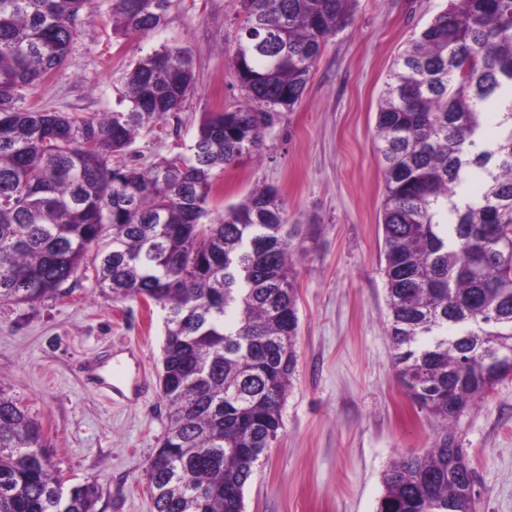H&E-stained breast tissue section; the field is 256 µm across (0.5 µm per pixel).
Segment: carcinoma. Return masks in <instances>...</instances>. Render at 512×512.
Listing matches in <instances>:
<instances>
[{"label":"carcinoma","mask_w":512,"mask_h":512,"mask_svg":"<svg viewBox=\"0 0 512 512\" xmlns=\"http://www.w3.org/2000/svg\"><path fill=\"white\" fill-rule=\"evenodd\" d=\"M355 0H240L232 62L246 102L209 112L192 155L112 164L142 116L195 90L178 46L141 57L128 113L76 120L25 104L62 65L92 0H0V304L49 298L78 273L100 295L164 312L167 429L146 475L155 512H243L244 487L278 436L296 363L293 241L272 186L212 218L224 169L257 152L272 114L300 102ZM171 0H112L113 32L161 29ZM498 117L489 138L485 119ZM387 333L402 386L443 432L382 475L377 512H475L474 473L448 424L504 375L479 357L512 349V0H448L395 59L375 125ZM479 188L471 190V181ZM41 426L0 389V512H95L69 488Z\"/></svg>","instance_id":"carcinoma-1"}]
</instances>
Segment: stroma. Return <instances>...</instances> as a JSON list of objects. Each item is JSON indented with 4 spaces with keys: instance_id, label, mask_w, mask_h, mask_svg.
I'll return each instance as SVG.
<instances>
[{
    "instance_id": "35a3bbf8",
    "label": "stroma",
    "mask_w": 512,
    "mask_h": 512,
    "mask_svg": "<svg viewBox=\"0 0 512 512\" xmlns=\"http://www.w3.org/2000/svg\"><path fill=\"white\" fill-rule=\"evenodd\" d=\"M446 3L357 0L301 101L266 128L260 158L220 177L213 216L270 185L289 223L303 227L294 258L297 364L282 427L244 489L243 512H377L385 468L437 437V422L413 403L392 362L379 270L385 187L373 137L394 60ZM240 22L238 0H173L161 31L124 39L112 30L109 0H96L66 63L26 101L78 119L127 111L135 62L164 45L184 47L194 93L180 112L143 118L119 160L147 167L188 155L204 113L244 101L231 61ZM163 341L159 307L102 299L89 279L31 305H0V389L41 424L50 467L66 485H98L96 512H154L145 469L167 427ZM108 353L133 360L152 388L146 398L116 402L85 385L83 367ZM450 432L476 472V512H512V376Z\"/></svg>"
}]
</instances>
